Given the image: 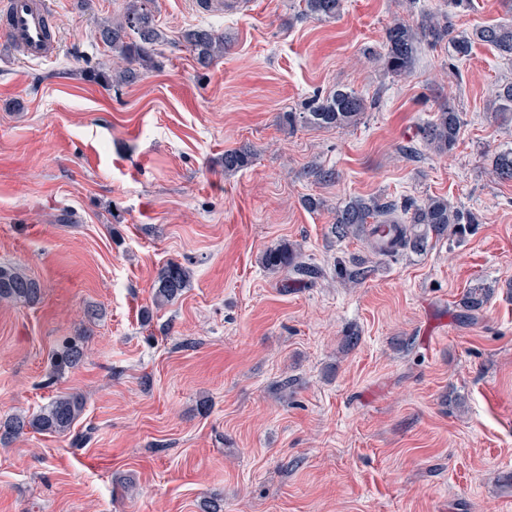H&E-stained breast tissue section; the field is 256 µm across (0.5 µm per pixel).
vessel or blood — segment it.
Wrapping results in <instances>:
<instances>
[{"instance_id":"b4317fda","label":"vessel or blood","mask_w":512,"mask_h":512,"mask_svg":"<svg viewBox=\"0 0 512 512\" xmlns=\"http://www.w3.org/2000/svg\"><path fill=\"white\" fill-rule=\"evenodd\" d=\"M51 17L47 0H0V43L30 62L55 57L59 41Z\"/></svg>"}]
</instances>
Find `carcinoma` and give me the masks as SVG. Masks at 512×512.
Here are the masks:
<instances>
[{"label":"carcinoma","instance_id":"cac0c4a2","mask_svg":"<svg viewBox=\"0 0 512 512\" xmlns=\"http://www.w3.org/2000/svg\"><path fill=\"white\" fill-rule=\"evenodd\" d=\"M304 16L317 20L336 18L343 0H303ZM97 38L117 53L125 67L112 76L104 77L108 83L128 84L141 71L156 66L157 46L164 41L163 33L152 11L130 0L125 12L112 22L100 24ZM183 40L194 53L196 61L203 67L211 65L224 55V38L204 28L187 31ZM448 41V57L462 61L467 59L477 41L498 49L504 56L512 55V21L486 26L471 34H452L448 25L430 14L425 15L417 26L401 21L391 24L385 32L384 63L389 73L403 76L411 72L421 46L437 45ZM367 111L366 101L354 91L338 90L318 103L305 115V121L327 127H340L355 123ZM495 118L512 122V82L501 86ZM461 126L460 115L455 108L442 109L434 120L422 131L426 146L435 153L446 154L457 144ZM252 162V153L247 149L224 152V172H237ZM493 171L502 180H512V149L500 153L493 161ZM407 211L410 216L401 223L398 236L391 244H400L402 249L421 251L426 248L429 235L462 239L472 233L479 224L472 212H463L450 206L442 197H429L420 204H412ZM394 206L375 199L352 198L336 211L333 232L338 238L360 236L369 224H396L392 217ZM295 251L286 245L267 250L262 256V266L275 274L284 269L291 270L296 279H314L319 269L308 263L295 262ZM190 273L176 262L164 266L154 285V303L161 307L180 296L189 285ZM40 294L39 284L16 268L0 266V301H34ZM489 290L480 286L469 288L460 305L470 316L487 302ZM84 357L83 342L75 338L67 342L56 357L55 367L73 368ZM85 398L75 392L59 396L40 414L27 418L20 414L0 419V440H8L26 431L64 433L71 429L83 413Z\"/></svg>","mask_w":512,"mask_h":512}]
</instances>
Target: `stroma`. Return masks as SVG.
<instances>
[{"label":"stroma","instance_id":"35a3bbf8","mask_svg":"<svg viewBox=\"0 0 512 512\" xmlns=\"http://www.w3.org/2000/svg\"><path fill=\"white\" fill-rule=\"evenodd\" d=\"M51 3L54 58L0 48V266L42 288L0 304V417L70 392L86 407L69 432L0 443V512H512V180L492 172L512 124L491 118L512 61L477 43L453 64L443 43L408 75L384 65L394 21L470 33L512 0H345L327 21L301 0H152L158 66L119 85L86 72L111 71L95 33L127 0ZM195 28L224 38L210 67ZM338 90L366 99L357 124L286 123ZM450 105L439 155L420 129ZM240 147L252 163L225 172ZM430 196L475 233L387 257L331 231L350 198L400 217ZM283 244L313 283L262 267ZM171 261L190 284L158 308ZM355 262L370 273L345 286ZM478 284L492 294L463 318ZM80 334L86 357L56 370ZM183 40L202 67H208L224 55V38L214 34L212 30L191 29L183 35ZM460 126L459 112L448 106L423 128L422 139L433 152L448 154L457 144Z\"/></svg>","mask_w":512,"mask_h":512}]
</instances>
